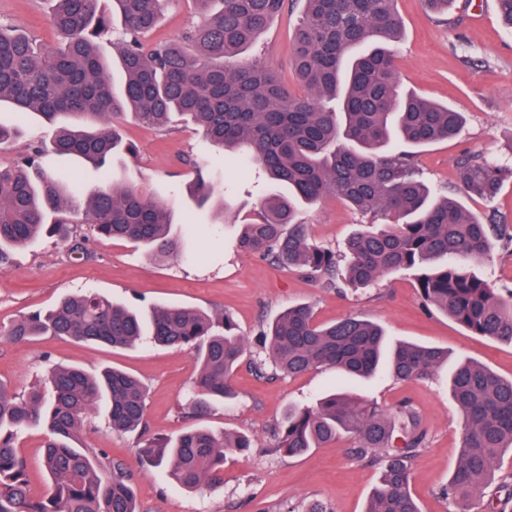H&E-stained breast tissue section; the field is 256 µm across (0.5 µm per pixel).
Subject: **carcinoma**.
<instances>
[{
  "instance_id": "obj_1",
  "label": "carcinoma",
  "mask_w": 512,
  "mask_h": 512,
  "mask_svg": "<svg viewBox=\"0 0 512 512\" xmlns=\"http://www.w3.org/2000/svg\"><path fill=\"white\" fill-rule=\"evenodd\" d=\"M100 2L54 0L48 23L63 42L53 50L39 49L0 23V103L56 124V156L102 168L122 152L134 153L118 128L125 111L158 130L172 115L184 116L212 147L237 155L274 184L259 202L258 219L242 225V251L318 276L330 287L343 282L367 288L389 273L412 272L426 303L476 335L512 344V294L500 295L472 269L496 244L511 247L512 234L432 189L413 153L395 145L446 140L464 121L463 113L402 90L388 49L401 36L396 0H301L291 56L299 92L258 63L239 60L285 0H195L209 19L174 43L145 40L168 0H112L124 24L116 38ZM110 38L123 75L118 89L99 53L101 40ZM511 178L512 168L483 157L459 163V182L469 196L491 198ZM189 190L202 207L216 187L198 170ZM328 196L382 220L378 228L351 235L340 256L314 243L308 225L297 220L301 206ZM73 224L142 246L159 260L177 249L171 212L160 201L113 180L84 189L69 170L47 166L40 145L0 165L1 269L10 266L11 250L51 227L65 241ZM46 334L112 348L149 341L187 349L199 364L191 406L196 417L232 394L249 344L222 312L139 310L95 291L0 329V336L16 343ZM259 336L261 352L288 375L332 367L353 378L382 372L395 380H424L447 361L431 346L387 347L383 329L364 318L319 324L306 304L284 309ZM48 384L46 395L38 386L18 394L0 383V512H139L124 463L101 449L78 448L76 440L102 399L112 431L144 434V384L114 368L92 375L63 365L50 368ZM450 384L463 416L461 451L440 494L461 512L460 497L488 489L498 458L512 452V379L466 361L453 367ZM31 427L44 430L42 467L51 480L39 497L31 492L27 461L17 447ZM343 434L354 439L355 458L379 469L365 512H421L410 475L427 432L405 406L390 414L347 392L333 393L289 408L276 447L301 455ZM251 444L245 435L195 427L174 439H143L138 456L195 489L218 481L228 454ZM511 504L512 482H504L486 510L507 512Z\"/></svg>"
}]
</instances>
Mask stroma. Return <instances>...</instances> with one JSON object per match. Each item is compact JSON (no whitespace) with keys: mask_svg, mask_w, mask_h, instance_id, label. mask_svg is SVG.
<instances>
[{"mask_svg":"<svg viewBox=\"0 0 512 512\" xmlns=\"http://www.w3.org/2000/svg\"><path fill=\"white\" fill-rule=\"evenodd\" d=\"M51 8L50 0H0V22L53 46L59 37L48 24ZM397 10L402 38L394 54L402 86L463 112L466 119L456 137L416 150L417 166L431 186L459 198L475 216L493 215L512 225V179L490 200L463 195L458 181V163L466 156L512 164V32L502 26L496 0H455L445 15L431 13L425 0H397ZM299 11L297 0H288L243 55L272 68L291 87L297 84L290 57ZM202 21L195 0H170L147 39L174 41ZM0 123L22 130L17 141L0 146L2 165L32 143L50 142L55 133L43 119L6 106L0 108ZM123 133L137 154L118 165L117 177L172 210L178 254L158 262L133 243L97 238L86 225L79 229L85 250L81 257L71 254L69 243L43 237L13 250L12 265L0 270V327L49 309L64 296L93 290L145 308L185 305L226 312L252 340L286 306L306 303L318 322L358 315L380 324L395 339L439 347L450 358L476 362L512 379V344L472 334L427 305L412 276L388 275L365 289L328 288L261 255L240 252L237 227L254 218L267 187L241 161L211 149L192 123L179 120L162 133L129 118ZM198 167L223 177L228 222L210 225L209 213L197 210L190 199L188 186ZM301 218L316 243L336 251L372 222L331 197L304 210ZM191 223L197 226L192 233L187 230ZM56 363L91 372L115 366L136 375L148 389L149 436L173 438L200 425L218 434L240 432L253 438L252 448L229 456L223 482L187 491L161 469L139 464L138 434L112 432L106 409H98L80 440L129 467L140 512H287L307 500L320 501L329 512H364L377 484L375 467L351 455L352 438L300 457L276 446V430L289 407L313 403L341 384L335 370L289 376L270 365L261 374L241 365L233 380L234 397L214 402L208 415L198 419L189 414L198 364L188 350L150 344L113 349L53 336L22 343L0 338V383L17 393L41 383ZM354 391L385 410L405 405L413 411L428 438L412 461L411 492L421 512H454L439 490L459 460L462 417L445 378L397 381L381 375L355 384Z\"/></svg>","mask_w":512,"mask_h":512,"instance_id":"1","label":"stroma"}]
</instances>
